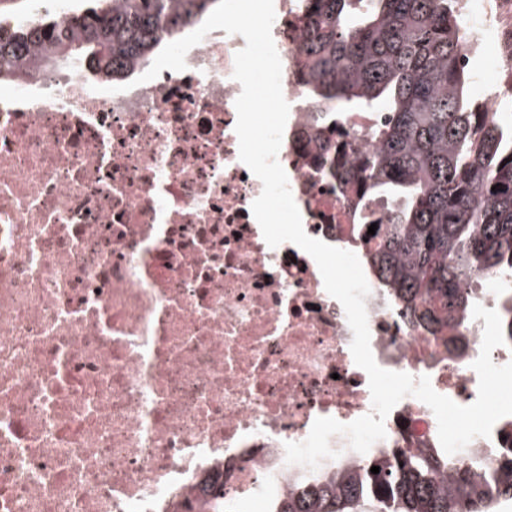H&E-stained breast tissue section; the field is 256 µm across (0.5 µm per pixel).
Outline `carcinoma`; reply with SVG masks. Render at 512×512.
Instances as JSON below:
<instances>
[{"label":"carcinoma","mask_w":512,"mask_h":512,"mask_svg":"<svg viewBox=\"0 0 512 512\" xmlns=\"http://www.w3.org/2000/svg\"><path fill=\"white\" fill-rule=\"evenodd\" d=\"M455 2L297 0L293 77L327 107L316 172L352 203L372 273L409 317L436 329L461 324L473 274L512 283V123L468 97ZM217 4L96 0L63 18L0 19V80L80 68L97 81H124ZM373 114L383 118L360 128L372 150H347L340 121ZM375 203L383 222L373 219ZM497 457L489 478L480 462L441 448H396L299 478L269 512H357L366 500L378 512H491L512 500V447ZM201 507L235 512L224 480L211 483Z\"/></svg>","instance_id":"cac0c4a2"}]
</instances>
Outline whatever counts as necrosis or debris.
Here are the masks:
<instances>
[{"label":"necrosis or debris","instance_id":"4bbe7bcc","mask_svg":"<svg viewBox=\"0 0 512 512\" xmlns=\"http://www.w3.org/2000/svg\"><path fill=\"white\" fill-rule=\"evenodd\" d=\"M275 3L290 106L277 159L305 232L365 259L306 149L315 106L291 77L296 0ZM461 4L463 59L512 42V0ZM245 45L217 29L185 71L122 92L73 69L0 99V512H181L217 474L237 504L283 497L301 471L286 443L317 418L371 412L342 305L313 258L270 247L252 214L262 183L235 132ZM368 284L377 364L470 404L483 320L448 344ZM385 428L370 456L439 445L412 396Z\"/></svg>","mask_w":512,"mask_h":512}]
</instances>
